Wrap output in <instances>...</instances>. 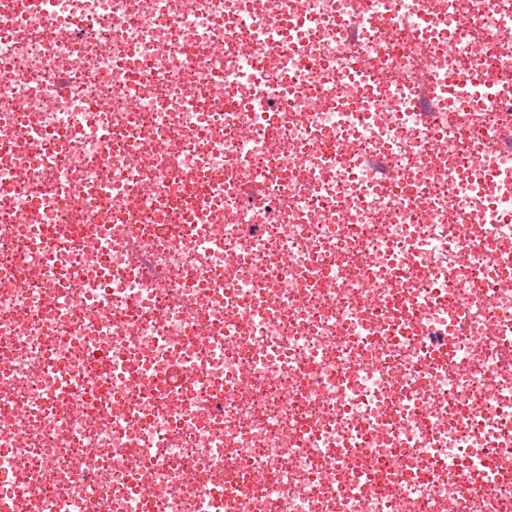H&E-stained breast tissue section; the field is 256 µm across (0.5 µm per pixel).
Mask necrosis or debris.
Instances as JSON below:
<instances>
[{"label":"necrosis or debris","mask_w":512,"mask_h":512,"mask_svg":"<svg viewBox=\"0 0 512 512\" xmlns=\"http://www.w3.org/2000/svg\"><path fill=\"white\" fill-rule=\"evenodd\" d=\"M2 505L512 512V0H0Z\"/></svg>","instance_id":"4bbe7bcc"}]
</instances>
